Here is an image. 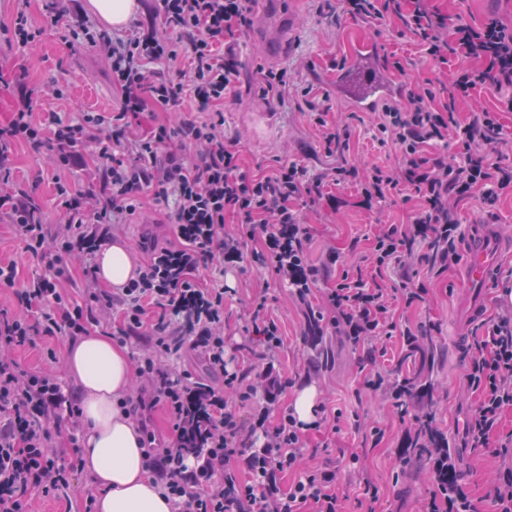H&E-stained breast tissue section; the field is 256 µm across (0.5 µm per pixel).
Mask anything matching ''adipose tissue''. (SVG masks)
<instances>
[{"label":"adipose tissue","instance_id":"adipose-tissue-1","mask_svg":"<svg viewBox=\"0 0 512 512\" xmlns=\"http://www.w3.org/2000/svg\"><path fill=\"white\" fill-rule=\"evenodd\" d=\"M133 269L123 242H112L96 255L97 277L107 287H122ZM65 359L81 390V466L99 488L96 512H172L150 469L145 437L120 407L133 374L126 349L96 332L70 344Z\"/></svg>","mask_w":512,"mask_h":512}]
</instances>
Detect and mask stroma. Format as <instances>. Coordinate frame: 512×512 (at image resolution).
<instances>
[{"mask_svg":"<svg viewBox=\"0 0 512 512\" xmlns=\"http://www.w3.org/2000/svg\"><path fill=\"white\" fill-rule=\"evenodd\" d=\"M48 0H0V122L5 121L22 90L42 93L35 109L43 124L77 120L86 112L111 115L118 94L107 76L104 59L92 48L72 43L65 24H54L46 9ZM297 19L289 35L286 57L281 61L266 59L259 52L252 29L238 33L234 40L239 75L220 109L224 113V138L237 141L240 163L251 174L269 172L277 157L285 155L305 166L310 177L321 179L323 190L335 195L339 207L327 204L311 206L295 202L303 224L309 230L308 259L321 264L327 249H335L337 262L328 278L319 280L306 302L296 300L291 286L264 270L241 274L228 268L200 270L202 285L223 279L229 292L224 301V339L238 350L241 369L260 366L251 350V307L264 302L267 314L280 326L283 343L271 356L276 369L287 378L286 389L276 398L260 394L239 410L243 422L242 439H250L251 426L260 413H267L268 424H276L281 408L291 406L295 393L304 386L316 385L320 405L325 406L327 423L304 433L302 465L337 470L336 493L344 512H424L432 490L429 456L408 457L402 452L405 431L412 414H400L392 396L398 373L411 370L405 362L407 347L402 329L420 328L434 343L435 367L430 377L431 396L436 411V426L448 441V450L457 463V475L467 484L483 512H492L489 497L499 473L512 467V449L500 446L512 436V407L505 409L483 446L472 447L465 432L468 419L477 407L479 395L467 390L462 380L468 357L478 337L491 330L504 304L505 288H512V198L502 200L495 215L483 213L477 203L464 204L460 210L463 239L457 244L459 260L448 271L437 272L420 257L429 253L427 242H420L415 252L418 261L408 271L414 283L423 284L422 301L405 306L399 294L390 302L398 331L368 342L354 343L329 322L331 311L325 296L336 285L342 269L359 264L371 252L382 226L406 223L410 205L384 204L373 211L356 205V184H336L332 173L341 159L323 154L317 129L308 120L309 105L327 108V119L346 125L349 149L345 158L365 164L394 166L398 152L381 146L371 123L353 119V111L337 95L332 78L338 68L347 65L358 44L372 43L381 59L399 60L406 80L447 81L440 70L409 38L398 37L394 22L379 26L346 17L333 18L317 12L312 0H282ZM433 6L453 17L480 23L494 17L512 25V0H432ZM25 11L42 30L37 40L26 47L9 45L3 35L18 11ZM286 70L288 92L284 103L265 108L257 97L261 70ZM61 88L64 100L51 99L53 88ZM271 110L272 120L257 123L264 110ZM16 181L25 184L42 210L45 222L57 226L62 212L56 200L55 171L46 156L26 145L16 146L8 160ZM494 222L507 247L485 288L460 287L465 272L463 258L468 239L482 224ZM128 244L135 260H144L143 242L173 244L169 226V207L154 192L140 199L139 208L126 218L118 232ZM0 261L17 265L14 286L0 287V309L19 312L17 292L38 269L24 250V242L8 215L0 214ZM394 268L387 272L389 284L399 285L405 273ZM480 301L483 312L473 315V301ZM317 334L310 343L309 334ZM69 339L64 335L39 336L36 346L17 350L22 366L50 370L69 388L77 383L66 367L64 351ZM56 353L55 362H47L46 349ZM381 377L380 390L367 389V377ZM358 454V466H350L347 457ZM98 488L83 471L71 477L66 493L57 497L35 496L32 512H84L88 495Z\"/></svg>","mask_w":512,"mask_h":512,"instance_id":"1","label":"stroma"}]
</instances>
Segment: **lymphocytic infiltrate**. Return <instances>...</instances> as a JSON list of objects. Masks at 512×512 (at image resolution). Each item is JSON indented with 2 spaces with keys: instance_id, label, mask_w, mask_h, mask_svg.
I'll use <instances>...</instances> for the list:
<instances>
[{
  "instance_id": "1",
  "label": "lymphocytic infiltrate",
  "mask_w": 512,
  "mask_h": 512,
  "mask_svg": "<svg viewBox=\"0 0 512 512\" xmlns=\"http://www.w3.org/2000/svg\"><path fill=\"white\" fill-rule=\"evenodd\" d=\"M250 0H155L164 29L153 27L121 38L93 29L78 18L72 34L104 57L119 107L111 119L86 113L78 121L43 127L34 118L32 100L21 95L14 111L0 124V212L17 224L26 252L40 271L21 293L22 314L0 311V512H30L33 495L55 496L70 486L78 468L79 440L69 436L70 456L57 455L62 425L77 426L82 411L72 391L45 371L23 367L18 348L33 344L35 334L64 333L78 338L89 324L119 313L120 342L144 339L135 367L141 386L124 406L148 413L163 406L173 423V445L155 450L149 465L157 475L174 512H342L336 494V473L327 468L299 469L307 423L293 409H282L279 421L266 427L257 417L260 446L241 440V420L229 402L246 405L264 391L285 389L273 364L243 372L224 342L223 284L202 286L200 267L249 261L272 271L306 300L324 267L309 263L310 235L293 201L323 198L320 181L290 160L279 161L270 174L242 170L234 142L224 139L219 109L238 75L232 40L250 23ZM317 11L341 12L351 18L399 22L398 35L413 38L438 66L450 67L445 99L432 83L410 87L405 100L389 101L377 114L376 129L399 152L397 168L372 165L365 170L341 164L336 182L358 180L357 204L370 210L388 199L413 202L410 221L385 225L376 235L370 269L343 271L326 296L333 325L353 342L390 335L395 325L387 300L383 270L401 265L418 239L429 240L431 261L448 270L458 255L461 236L458 206L474 199L493 210L512 197V163L504 162L501 115L512 112V26L490 18L475 25L430 8L426 0H316ZM190 59L187 80L162 75L179 55ZM484 89L500 92L498 108H482L469 122H460L461 103ZM194 100L203 121L157 122L150 132L133 136L132 122L152 106L166 107L183 97ZM455 141L453 156L429 153L428 145ZM46 150L58 174L57 196L64 224L57 230L35 221L30 192L11 178L5 160L18 143ZM196 160L182 155L185 145ZM94 146L109 161L104 197L88 207L65 179L82 148ZM134 160L124 163L122 153ZM156 189L170 202L173 246L151 245L117 293L84 289V302L63 292L60 282L73 261L93 256L109 239V225H121L142 193ZM238 224L224 231L226 215ZM262 239L250 252L249 241ZM198 350L210 369L224 378L220 388L200 389L191 374L171 376L166 361L185 348ZM480 401L466 426L467 435L483 441L504 408L512 407V309L499 315L491 334L478 345L465 376ZM203 404L206 416L196 432L200 454L182 452L188 408ZM435 488L427 512H479L465 486L455 477V463L445 448L433 449ZM249 474V483L234 478L233 465ZM297 478L283 488V474ZM206 492H199V485Z\"/></svg>"
}]
</instances>
